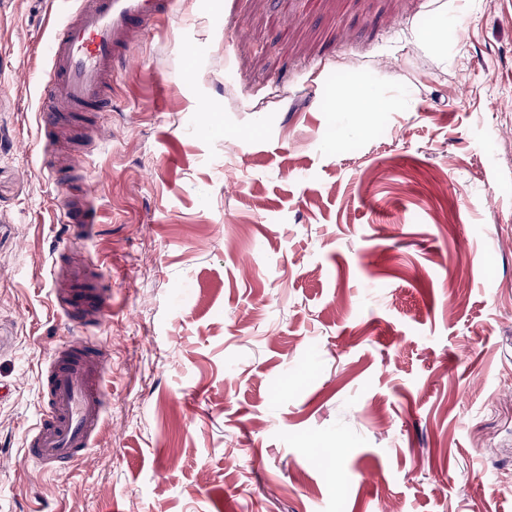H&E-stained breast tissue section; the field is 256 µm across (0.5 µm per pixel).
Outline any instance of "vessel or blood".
<instances>
[{
  "label": "vessel or blood",
  "instance_id": "1",
  "mask_svg": "<svg viewBox=\"0 0 512 512\" xmlns=\"http://www.w3.org/2000/svg\"><path fill=\"white\" fill-rule=\"evenodd\" d=\"M70 17L50 39L49 77L43 82L41 128L52 129L60 117H78L88 108L108 112L107 90L117 71L130 70L127 54L169 11L172 0H77ZM73 235H91L96 210L84 195H73L60 213ZM59 315L79 333V340L59 350L41 372L44 405L26 437L27 458L44 470L81 463L92 446L104 411L106 352L84 336L100 326L110 311L104 285L73 275L53 292Z\"/></svg>",
  "mask_w": 512,
  "mask_h": 512
}]
</instances>
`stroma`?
Instances as JSON below:
<instances>
[{
    "mask_svg": "<svg viewBox=\"0 0 512 512\" xmlns=\"http://www.w3.org/2000/svg\"><path fill=\"white\" fill-rule=\"evenodd\" d=\"M72 7L0 0V512H512V0H179L57 180L39 83ZM351 83L388 101L363 129ZM78 254L112 290L109 394L44 473ZM97 217V211L86 204L84 194H74L60 212L59 222L73 235L86 238L95 231Z\"/></svg>",
    "mask_w": 512,
    "mask_h": 512,
    "instance_id": "1",
    "label": "stroma"
}]
</instances>
